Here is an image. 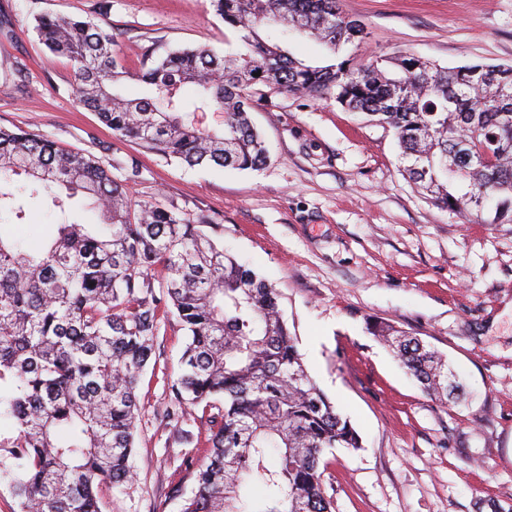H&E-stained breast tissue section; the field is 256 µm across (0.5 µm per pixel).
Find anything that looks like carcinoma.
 <instances>
[{"label": "carcinoma", "mask_w": 512, "mask_h": 512, "mask_svg": "<svg viewBox=\"0 0 512 512\" xmlns=\"http://www.w3.org/2000/svg\"><path fill=\"white\" fill-rule=\"evenodd\" d=\"M211 3L245 52L171 51L138 74L147 95L134 100L118 88L128 72L112 32L56 15L36 17L34 30L71 63L79 107L166 158L257 169L268 151L249 117L253 86L331 94L393 129L404 176L433 206L479 224H512V65L442 67L410 53L355 65L343 53L361 43L363 26L338 0ZM279 18L334 62L309 64L261 36ZM187 84L197 88L193 101L181 95ZM207 109L224 113V124L198 125L194 114ZM114 170L137 173L132 162L114 158L107 168L0 127V215L26 216L7 188L13 175L26 176L32 194L46 192L60 212L54 235L35 245L0 232V406L16 428L0 441V460L18 469L20 512H101L100 488L132 478L139 383L171 314L186 331L172 401L182 414L202 409L204 428L203 461L182 512H241L253 483L263 495L252 512H331L323 455L359 448V436L305 367L278 293L224 251L215 225L133 204ZM78 194L107 232L70 220ZM157 269L165 274L160 293ZM373 334L428 396L446 402L459 389L438 350L389 325Z\"/></svg>", "instance_id": "obj_1"}]
</instances>
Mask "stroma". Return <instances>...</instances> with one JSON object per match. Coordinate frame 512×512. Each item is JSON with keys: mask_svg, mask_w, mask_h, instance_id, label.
Wrapping results in <instances>:
<instances>
[{"mask_svg": "<svg viewBox=\"0 0 512 512\" xmlns=\"http://www.w3.org/2000/svg\"><path fill=\"white\" fill-rule=\"evenodd\" d=\"M0 0V127L27 130L101 163L134 159L133 201L217 223V238L262 276L279 301L319 388L361 438L326 453L333 512H512V224H475L417 194L400 171L392 129L312 99L262 89L251 119L270 158L256 170L190 167L113 136L77 106L70 62L42 45L39 15L105 20L130 76L147 57L242 45L210 0ZM365 27L356 63L412 53L454 67L512 65V0H340ZM17 232L54 233L56 216L31 197ZM388 323L445 353L463 382L459 399L424 393L369 327ZM184 335L162 324L158 358L139 388L134 476L100 491L102 512H181L193 486L201 426L163 417L181 372Z\"/></svg>", "mask_w": 512, "mask_h": 512, "instance_id": "obj_1", "label": "stroma"}]
</instances>
